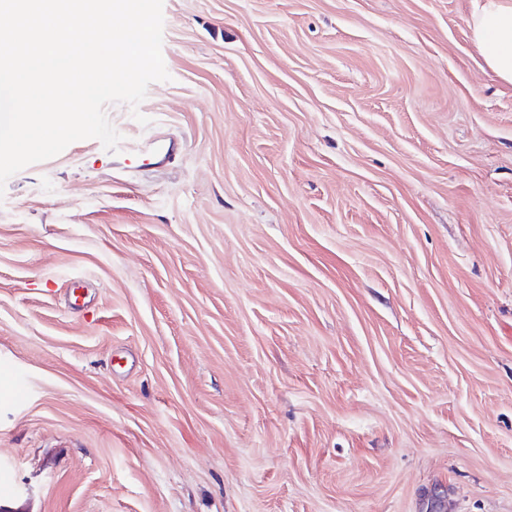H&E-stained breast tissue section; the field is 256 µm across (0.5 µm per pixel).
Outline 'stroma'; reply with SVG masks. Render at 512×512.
Listing matches in <instances>:
<instances>
[{"mask_svg":"<svg viewBox=\"0 0 512 512\" xmlns=\"http://www.w3.org/2000/svg\"><path fill=\"white\" fill-rule=\"evenodd\" d=\"M473 6L164 0L169 80L106 113L175 158L83 139L0 190V512H512V85Z\"/></svg>","mask_w":512,"mask_h":512,"instance_id":"35a3bbf8","label":"stroma"}]
</instances>
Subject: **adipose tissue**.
Returning a JSON list of instances; mask_svg holds the SVG:
<instances>
[{"label": "adipose tissue", "instance_id": "ef3b65f1", "mask_svg": "<svg viewBox=\"0 0 512 512\" xmlns=\"http://www.w3.org/2000/svg\"><path fill=\"white\" fill-rule=\"evenodd\" d=\"M468 26L486 67L512 84V0H475Z\"/></svg>", "mask_w": 512, "mask_h": 512}]
</instances>
